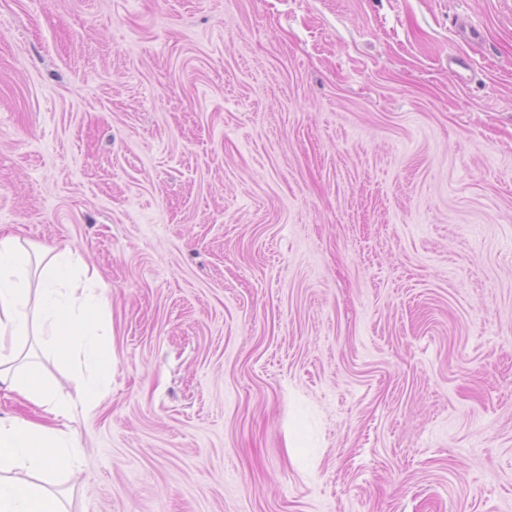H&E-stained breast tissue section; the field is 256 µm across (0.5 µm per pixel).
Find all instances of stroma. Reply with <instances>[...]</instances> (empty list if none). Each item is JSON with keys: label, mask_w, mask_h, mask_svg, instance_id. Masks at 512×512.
Instances as JSON below:
<instances>
[{"label": "stroma", "mask_w": 512, "mask_h": 512, "mask_svg": "<svg viewBox=\"0 0 512 512\" xmlns=\"http://www.w3.org/2000/svg\"><path fill=\"white\" fill-rule=\"evenodd\" d=\"M0 233L111 300L70 512H512V0H0Z\"/></svg>", "instance_id": "obj_1"}]
</instances>
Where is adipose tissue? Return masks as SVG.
I'll use <instances>...</instances> for the list:
<instances>
[{"label":"adipose tissue","instance_id":"1","mask_svg":"<svg viewBox=\"0 0 512 512\" xmlns=\"http://www.w3.org/2000/svg\"><path fill=\"white\" fill-rule=\"evenodd\" d=\"M78 257L0 235V389L40 408L47 423L0 412V512H66L46 473L67 472L82 452L65 423L88 414L110 386L112 326L109 297L81 278ZM62 365H79L73 394L58 396L41 372L21 359L30 337Z\"/></svg>","mask_w":512,"mask_h":512}]
</instances>
